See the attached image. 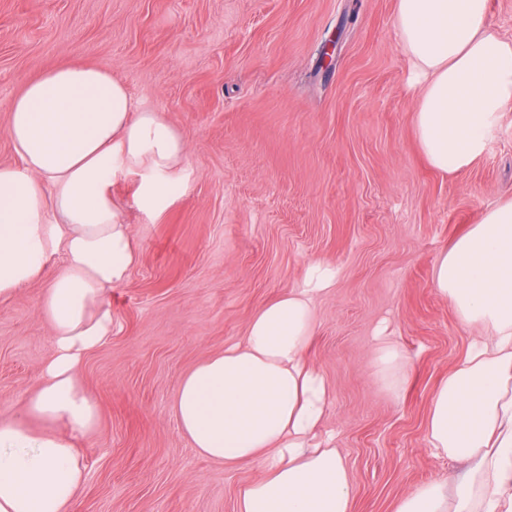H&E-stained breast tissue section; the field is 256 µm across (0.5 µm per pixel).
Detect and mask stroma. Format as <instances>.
Listing matches in <instances>:
<instances>
[{"label": "stroma", "mask_w": 512, "mask_h": 512, "mask_svg": "<svg viewBox=\"0 0 512 512\" xmlns=\"http://www.w3.org/2000/svg\"><path fill=\"white\" fill-rule=\"evenodd\" d=\"M394 11L395 0H0V165L15 161L13 98L66 64L110 71L186 137L163 214L139 209L133 178L112 187L141 256L112 291L111 340L80 374L99 421L77 439L79 512H237L259 466L201 457L171 404L182 376L239 340L314 260L338 269L316 301L310 356L333 390L324 428L352 480V512H393L421 483L464 472L425 435L437 384L475 334L434 291L432 268L512 198V111L467 170H432L413 136ZM42 290L0 302V420L24 416L53 352ZM384 324L411 365L397 397L372 372Z\"/></svg>", "instance_id": "stroma-1"}]
</instances>
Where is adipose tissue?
<instances>
[{"label":"adipose tissue","instance_id":"1","mask_svg":"<svg viewBox=\"0 0 512 512\" xmlns=\"http://www.w3.org/2000/svg\"><path fill=\"white\" fill-rule=\"evenodd\" d=\"M394 23L418 92L417 146L432 169L465 171L512 109V42L494 32L488 0H396ZM7 135L16 161L0 165V301L43 284L39 312L54 355L25 418L0 423V512H77L85 468L73 436L90 434L99 419L79 369L111 339L112 290L139 260L112 183L138 176L139 205L163 212L175 200L186 144L164 113L137 109L109 71L85 65L25 82ZM55 255L62 262L52 271ZM336 277L333 265L309 263L299 287L256 309L240 342L181 379L171 411L194 450L261 468L239 488L238 512H352L345 463L321 433L332 390L309 359L314 299ZM432 286L480 331L440 380L425 424L433 454L468 470L417 486L394 512H512V199L442 248ZM372 368L397 394L410 361L383 336ZM60 420L69 433L55 431Z\"/></svg>","mask_w":512,"mask_h":512}]
</instances>
